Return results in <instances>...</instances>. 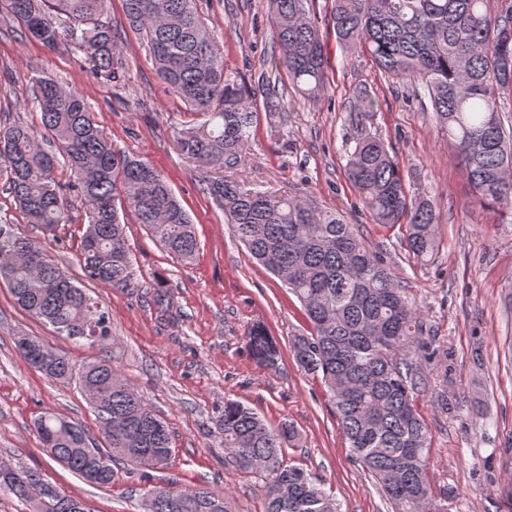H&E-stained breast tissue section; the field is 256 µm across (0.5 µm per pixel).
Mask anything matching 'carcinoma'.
<instances>
[{
  "mask_svg": "<svg viewBox=\"0 0 512 512\" xmlns=\"http://www.w3.org/2000/svg\"><path fill=\"white\" fill-rule=\"evenodd\" d=\"M275 50L257 83L271 117L285 113L279 85L307 100L326 88L327 57L313 0H268ZM110 0H0V11L50 50L84 54L93 70L116 79L120 33L108 19ZM167 91L206 121L180 133L178 147L233 170L253 136L251 95L224 70V50L199 14L196 0H123ZM330 24L348 51L368 53L389 78L426 98L464 162L475 200L512 216V129L501 102L512 98V0H332ZM42 122H0V180L27 222L54 236L70 223L73 202L88 225L78 246L85 276L112 288L133 284L134 270L122 216L158 238L166 252L190 263L198 252L194 224L166 178L148 162L113 147L83 96L48 76L34 79ZM377 110L366 89L349 105L353 125L347 174L372 222L405 226L406 247L428 262L439 247L433 202L404 179L397 156L367 131ZM70 170L68 192L56 180ZM203 192L224 210L226 223L251 256L288 285L310 332L292 340L298 367L321 377L349 448L394 512H448L447 491L435 492L426 474L431 432L415 395L429 382L419 361L434 353L422 340L420 313L406 302L383 261L361 241L358 228L312 196L272 198L249 192L226 176L204 177ZM0 279L16 303L59 334L104 351L112 340L109 310L79 287L38 245L0 223ZM160 320L176 319L165 292L154 289ZM257 363L275 367L277 342L262 324L247 332ZM19 357L47 378L77 381L96 415L101 446L79 422L53 412L33 428L52 459L97 486L112 485L117 462L161 469L170 460L168 424L109 360L79 367L37 336L15 340ZM214 429L247 473L265 476L266 512H341L324 485L287 462L284 444L294 428H269L252 409L228 400ZM0 489L25 512H87L79 499L46 482L22 462L0 461ZM146 512H232L226 496L206 488L155 487Z\"/></svg>",
  "mask_w": 512,
  "mask_h": 512,
  "instance_id": "1",
  "label": "carcinoma"
}]
</instances>
